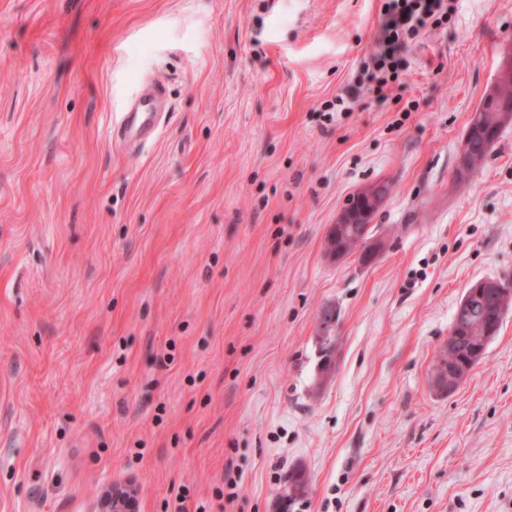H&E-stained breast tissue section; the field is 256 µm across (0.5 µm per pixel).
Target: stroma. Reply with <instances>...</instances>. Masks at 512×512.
Instances as JSON below:
<instances>
[{"label":"stroma","mask_w":512,"mask_h":512,"mask_svg":"<svg viewBox=\"0 0 512 512\" xmlns=\"http://www.w3.org/2000/svg\"><path fill=\"white\" fill-rule=\"evenodd\" d=\"M381 5L0 0V512H512V312L431 386L465 289L512 278V124L452 180L512 0H458L378 95ZM158 80L159 136L108 137ZM375 182L387 250L330 259ZM382 185V186H381ZM390 187L386 183H371L362 187L352 198L351 203L346 207L336 222L333 224L326 237L325 248L327 255L332 259L345 257L351 246L344 237V225L348 224V234L362 235L367 238L370 230V223L385 201ZM369 224V225H368ZM368 225V227H366ZM342 232L343 238L338 240L337 231ZM139 488L133 484L115 485L99 500L100 512H136Z\"/></svg>","instance_id":"stroma-1"}]
</instances>
